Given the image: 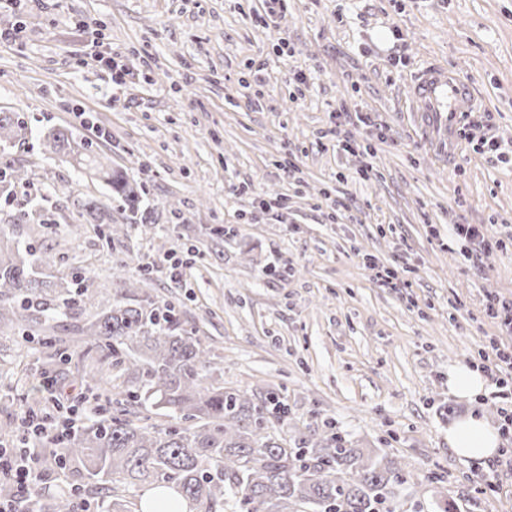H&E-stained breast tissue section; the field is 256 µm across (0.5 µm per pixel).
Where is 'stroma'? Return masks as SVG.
<instances>
[{
    "label": "stroma",
    "mask_w": 512,
    "mask_h": 512,
    "mask_svg": "<svg viewBox=\"0 0 512 512\" xmlns=\"http://www.w3.org/2000/svg\"><path fill=\"white\" fill-rule=\"evenodd\" d=\"M263 6L29 0L22 41L0 44V112L21 123L0 161L33 180L0 193V209L51 194L48 228L23 224L14 235L81 277L89 308L99 289L120 290L115 260L153 265L143 291L179 303L223 360L225 386L278 391L284 432L329 418L416 468L397 512H433L432 478L456 512H512V473L448 447L463 417L498 423L492 404L449 392L448 369L479 361L499 334L487 300L512 296V162L489 161L461 138L440 156L410 94L425 63L444 64L470 82L474 111L491 113L490 136L512 145V0H288L268 27L255 21ZM79 21L103 27L121 52V90L84 64ZM337 108L372 113L386 139L357 127L360 150H337ZM56 126L141 183L144 222L108 243L91 225L76 235V199L104 187L45 147ZM368 161L378 174L365 180ZM261 197L287 200L281 221L260 210ZM341 205L346 216L334 218ZM455 224L482 225L502 246L465 260L448 248ZM212 225L226 236L210 238ZM367 255L407 262L404 287H378ZM174 257L189 261L179 280L168 272ZM43 335L0 325V425L18 421L42 374L68 392L91 390L74 364L44 367Z\"/></svg>",
    "instance_id": "obj_1"
}]
</instances>
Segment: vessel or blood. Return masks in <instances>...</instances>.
I'll use <instances>...</instances> for the list:
<instances>
[{"instance_id": "1", "label": "vessel or blood", "mask_w": 512, "mask_h": 512, "mask_svg": "<svg viewBox=\"0 0 512 512\" xmlns=\"http://www.w3.org/2000/svg\"><path fill=\"white\" fill-rule=\"evenodd\" d=\"M410 92L437 151L447 152L463 113L472 109L470 85L447 66L431 62L416 73Z\"/></svg>"}]
</instances>
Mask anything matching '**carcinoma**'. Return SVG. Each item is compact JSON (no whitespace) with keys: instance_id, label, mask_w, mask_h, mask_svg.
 Instances as JSON below:
<instances>
[{"instance_id":"cac0c4a2","label":"carcinoma","mask_w":512,"mask_h":512,"mask_svg":"<svg viewBox=\"0 0 512 512\" xmlns=\"http://www.w3.org/2000/svg\"><path fill=\"white\" fill-rule=\"evenodd\" d=\"M19 127L0 113V142ZM50 150L103 182L131 213L140 209L136 182L100 161L65 126L46 135ZM80 215L106 243L127 231L107 201L80 198ZM16 224H46L41 202L25 200L0 216V322L68 324L80 337L82 370L93 372L105 397V416L94 413L82 430L53 439L63 468L92 484L101 512H142L144 492H174L185 512H395L398 488L414 469L379 448H364L328 424L321 433L287 437L275 423L288 417L276 395L257 396L224 386L220 362L173 303L138 291L149 270L126 277L123 291L104 294L87 313L85 290L55 274V258L9 236ZM59 339L44 336L48 362H66ZM162 411L155 420L151 409ZM78 488L47 495L37 488L36 512H79Z\"/></svg>"}]
</instances>
